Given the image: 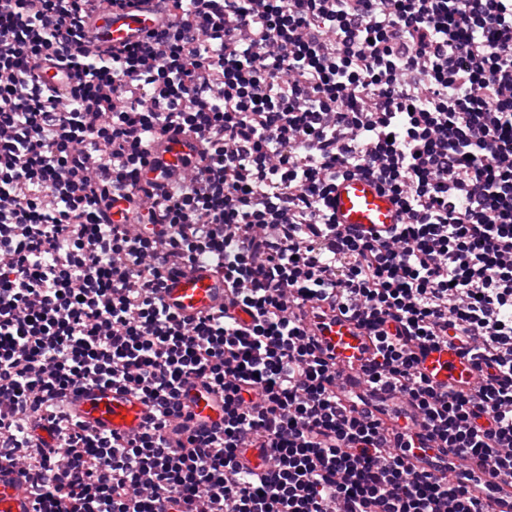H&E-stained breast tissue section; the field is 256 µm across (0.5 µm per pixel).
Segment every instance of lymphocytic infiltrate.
Instances as JSON below:
<instances>
[{"label":"lymphocytic infiltrate","instance_id":"f902f5d3","mask_svg":"<svg viewBox=\"0 0 512 512\" xmlns=\"http://www.w3.org/2000/svg\"><path fill=\"white\" fill-rule=\"evenodd\" d=\"M88 2L0 0V464L35 512H496L512 492V0H173L181 19L98 55ZM42 59L72 70V96L35 79ZM172 127L199 160L147 208L146 145ZM356 175L400 224H337L336 182ZM198 260L224 306L185 321L160 290ZM308 305L370 337L365 387L322 355ZM440 346L478 382L433 384ZM196 379L222 411L202 434L183 401ZM100 385L152 405L142 431L70 419L68 394Z\"/></svg>","mask_w":512,"mask_h":512}]
</instances>
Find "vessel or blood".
<instances>
[{"instance_id":"vessel-or-blood-1","label":"vessel or blood","mask_w":512,"mask_h":512,"mask_svg":"<svg viewBox=\"0 0 512 512\" xmlns=\"http://www.w3.org/2000/svg\"><path fill=\"white\" fill-rule=\"evenodd\" d=\"M174 14L171 0H140L137 7L119 12L108 6L89 11L86 44L94 50L108 45L145 42L149 31L172 22ZM34 73L64 95L70 94L76 86L72 71L61 65L41 62L36 64ZM197 150L194 138L179 130H170L148 156L142 186L158 193L171 190V181L161 178V171L194 161ZM333 207L337 223L350 228L384 229L401 220L391 196L376 182L362 176H351L337 183ZM161 297L166 307L191 320L223 306L224 281L208 264L197 262L169 276ZM323 340L338 362L350 367L353 381H362V370L372 357V348L356 324L345 319L333 321ZM424 366L431 380L439 386L451 380H470L476 374L467 355L445 346L429 351ZM70 404L72 413L86 425L120 434L141 430L150 414L149 406L132 390L87 388L72 393ZM189 410L197 431H207L216 419L210 402L190 403ZM0 512H34L27 484L16 469L9 467H0Z\"/></svg>"}]
</instances>
